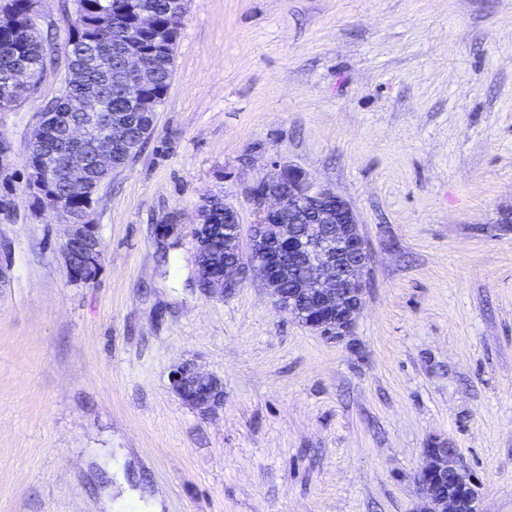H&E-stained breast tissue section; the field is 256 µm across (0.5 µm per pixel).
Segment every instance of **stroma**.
Segmentation results:
<instances>
[{"mask_svg":"<svg viewBox=\"0 0 512 512\" xmlns=\"http://www.w3.org/2000/svg\"><path fill=\"white\" fill-rule=\"evenodd\" d=\"M57 90L47 73L0 116L17 155ZM274 161L363 226L343 340L253 278L197 286L198 207L222 194L250 226ZM27 178L0 184V512H419L434 440L482 512H512V0H188L150 143L94 206L95 281L67 274ZM181 362L222 408L172 393ZM172 391L190 408L206 412L224 404V383L189 364L174 366L170 373Z\"/></svg>","mask_w":512,"mask_h":512,"instance_id":"obj_1","label":"stroma"}]
</instances>
